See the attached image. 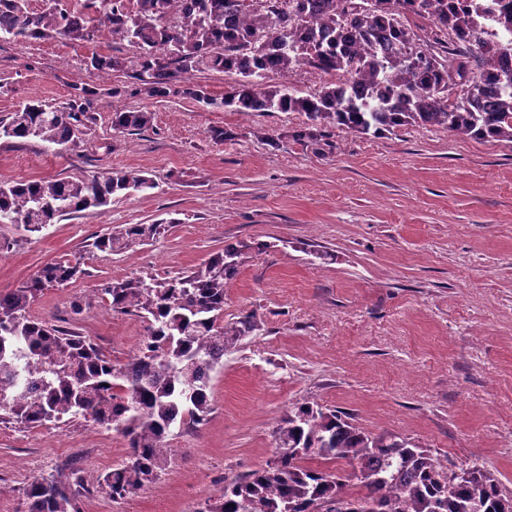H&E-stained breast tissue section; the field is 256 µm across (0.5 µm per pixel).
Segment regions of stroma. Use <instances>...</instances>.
<instances>
[{"label":"stroma","mask_w":512,"mask_h":512,"mask_svg":"<svg viewBox=\"0 0 512 512\" xmlns=\"http://www.w3.org/2000/svg\"><path fill=\"white\" fill-rule=\"evenodd\" d=\"M96 55L122 66L101 72ZM138 68L135 49L106 30L91 43L0 37V117L67 105L77 85L94 117L56 151L1 137L0 182L113 171L156 182L36 235L0 224V292L47 263L80 261L84 275L45 290L30 314L122 361L145 324L108 310L105 283L175 276L244 242L224 316L253 310L261 328L225 354L203 424L174 428L170 469L121 502L95 490L127 455L121 434L81 418L0 421V512H23L20 489L67 461L90 488L79 512H195L225 478L263 466L277 425L306 401L351 414L366 433L410 438L449 468L483 465L512 489V143L406 125L382 136L333 129L318 150L293 139L299 113L220 107L236 75L174 70L160 97ZM192 85L203 100L184 95ZM116 108L152 122L115 131ZM156 223L160 234L127 252L88 250L112 225Z\"/></svg>","instance_id":"1"}]
</instances>
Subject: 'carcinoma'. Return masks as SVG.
<instances>
[{
	"mask_svg": "<svg viewBox=\"0 0 512 512\" xmlns=\"http://www.w3.org/2000/svg\"><path fill=\"white\" fill-rule=\"evenodd\" d=\"M83 0L71 9L50 2L0 0V36L19 42L60 36L94 41L106 27L137 49L140 80L166 95L168 68L238 75L222 104L230 112H301L293 137L317 145L327 129L384 135L404 125L440 127L453 136L512 143V8L486 0ZM434 27L420 41L408 18ZM509 37L488 43L481 19ZM363 42L356 52L344 42ZM344 77L301 95L272 75L305 68ZM94 117L78 99L60 107L28 103L0 120V136L71 143ZM151 113L115 109L112 128L141 131ZM132 172L106 177L0 182V224L38 233L63 217L107 206L129 190L153 189ZM159 224H119L92 247L120 254L160 234ZM251 246L227 244L202 266L169 279L141 277L103 288L109 307L146 323L144 351L116 363L91 339L29 315L48 287L84 274L80 263L53 262L0 293V412L26 428L82 418L128 440L126 459L99 479L116 502L158 480L172 462L169 433L196 426L212 410L211 373L224 354L259 329L256 313L224 321V290ZM274 460L224 484L195 512H512V491L490 469L459 473L407 438L366 433L343 412L318 403L294 407L274 430ZM308 460L324 466L313 467ZM353 472H347V468ZM360 492H348L351 479ZM89 491L67 463L22 489L26 512H78Z\"/></svg>",
	"mask_w": 512,
	"mask_h": 512,
	"instance_id": "cac0c4a2",
	"label": "carcinoma"
}]
</instances>
